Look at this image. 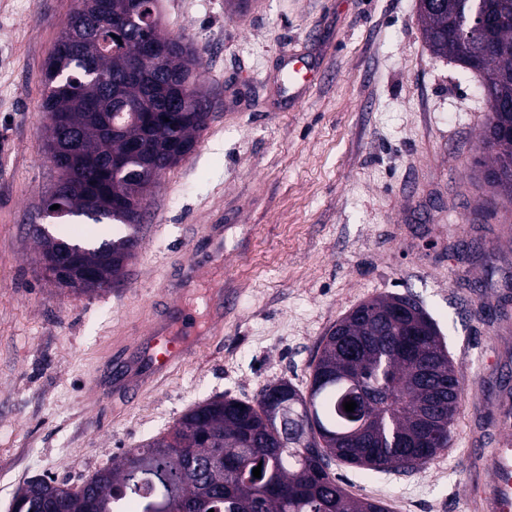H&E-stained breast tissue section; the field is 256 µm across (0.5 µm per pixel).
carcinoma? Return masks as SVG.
I'll return each mask as SVG.
<instances>
[{"mask_svg":"<svg viewBox=\"0 0 512 512\" xmlns=\"http://www.w3.org/2000/svg\"><path fill=\"white\" fill-rule=\"evenodd\" d=\"M106 19L72 13L44 66L40 108L47 113L45 151L65 194L44 207L94 224L121 223L128 233L85 245L67 269L89 272L76 294L117 284L139 246L137 227L122 203L144 198L172 167L177 148L193 149L208 114L193 111L185 82L197 83L202 51L168 36L158 0H102ZM429 51L475 73L489 101L481 141L494 154L486 171L493 193L512 205V0H446L439 13L419 10ZM97 43L95 66L83 61ZM151 44L155 51L146 53ZM130 67L142 81L123 82ZM166 112L169 121L148 115ZM123 155L132 178L106 166ZM402 295L355 307L319 343L311 382L264 386L254 403L224 396L191 407L166 435L128 450L80 487L49 486L31 478L12 512H42L56 496L57 512H388L383 502L349 495L331 472L338 461L362 470L409 473L451 443L463 387L440 330L426 310L396 318ZM356 402L354 411L343 403ZM261 467V477L252 470Z\"/></svg>","mask_w":512,"mask_h":512,"instance_id":"carcinoma-1","label":"carcinoma"}]
</instances>
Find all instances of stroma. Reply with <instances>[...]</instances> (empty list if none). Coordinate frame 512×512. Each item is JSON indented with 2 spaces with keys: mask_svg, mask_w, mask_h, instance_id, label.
<instances>
[{
  "mask_svg": "<svg viewBox=\"0 0 512 512\" xmlns=\"http://www.w3.org/2000/svg\"><path fill=\"white\" fill-rule=\"evenodd\" d=\"M76 7L0 0V512L30 477L81 484L194 404L251 403L278 380L307 389L322 336L391 293L430 313L465 387L452 444L405 475L332 472L398 512H474L469 459L498 447L512 386V207L482 177L479 81L427 49L418 0H160L163 30L203 51L212 110L152 186L122 283L93 294L46 281L29 235L57 179L43 69ZM295 57L310 69L300 96L285 79ZM209 224L221 235L205 243ZM191 258L183 313L203 327L223 287L222 333L135 401L100 402L113 337L148 331Z\"/></svg>",
  "mask_w": 512,
  "mask_h": 512,
  "instance_id": "1",
  "label": "stroma"
}]
</instances>
